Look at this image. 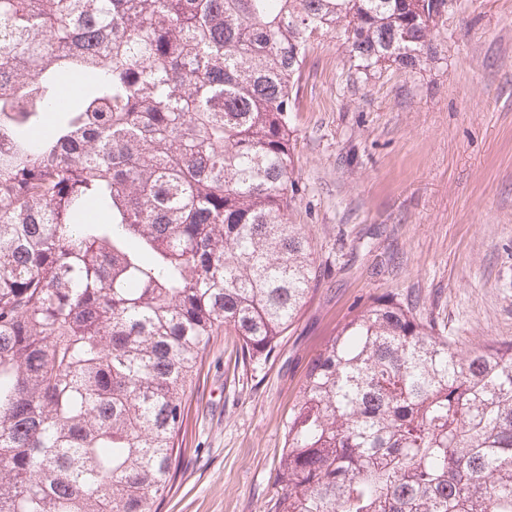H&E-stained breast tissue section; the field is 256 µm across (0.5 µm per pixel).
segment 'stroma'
<instances>
[{
    "label": "stroma",
    "instance_id": "35a3bbf8",
    "mask_svg": "<svg viewBox=\"0 0 512 512\" xmlns=\"http://www.w3.org/2000/svg\"><path fill=\"white\" fill-rule=\"evenodd\" d=\"M415 68L355 74L339 35L311 45L290 114L321 284L274 357L211 339L158 512H268L288 412L352 306L388 293L459 350L512 339V0H456Z\"/></svg>",
    "mask_w": 512,
    "mask_h": 512
}]
</instances>
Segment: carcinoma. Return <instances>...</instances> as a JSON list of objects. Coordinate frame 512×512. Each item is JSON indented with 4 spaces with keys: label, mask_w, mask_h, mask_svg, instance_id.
Listing matches in <instances>:
<instances>
[{
    "label": "carcinoma",
    "mask_w": 512,
    "mask_h": 512,
    "mask_svg": "<svg viewBox=\"0 0 512 512\" xmlns=\"http://www.w3.org/2000/svg\"><path fill=\"white\" fill-rule=\"evenodd\" d=\"M448 0H0V512H157L212 337L267 359L321 280L289 126L312 41L434 53ZM81 80L62 99V77ZM272 512H512V339L354 306Z\"/></svg>",
    "instance_id": "1"
}]
</instances>
